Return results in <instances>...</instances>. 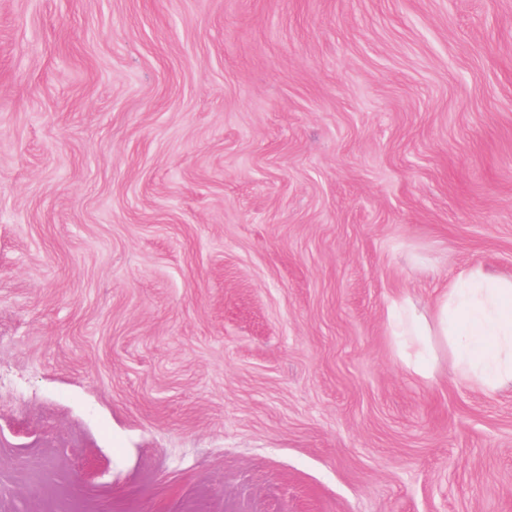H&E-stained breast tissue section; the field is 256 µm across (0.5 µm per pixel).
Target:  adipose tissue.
Returning a JSON list of instances; mask_svg holds the SVG:
<instances>
[{
	"mask_svg": "<svg viewBox=\"0 0 512 512\" xmlns=\"http://www.w3.org/2000/svg\"><path fill=\"white\" fill-rule=\"evenodd\" d=\"M389 325L393 335L413 337L422 347L439 337L460 377L484 392L512 384V277L467 267L441 291L431 316L395 303Z\"/></svg>",
	"mask_w": 512,
	"mask_h": 512,
	"instance_id": "ef3b65f1",
	"label": "adipose tissue"
}]
</instances>
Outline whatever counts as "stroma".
Instances as JSON below:
<instances>
[{
	"instance_id": "obj_1",
	"label": "stroma",
	"mask_w": 512,
	"mask_h": 512,
	"mask_svg": "<svg viewBox=\"0 0 512 512\" xmlns=\"http://www.w3.org/2000/svg\"><path fill=\"white\" fill-rule=\"evenodd\" d=\"M512 0H0V512H512ZM389 325L393 336H413L421 347L438 336L460 377L486 393L512 383V277L467 267L441 291L430 320L394 302Z\"/></svg>"
}]
</instances>
